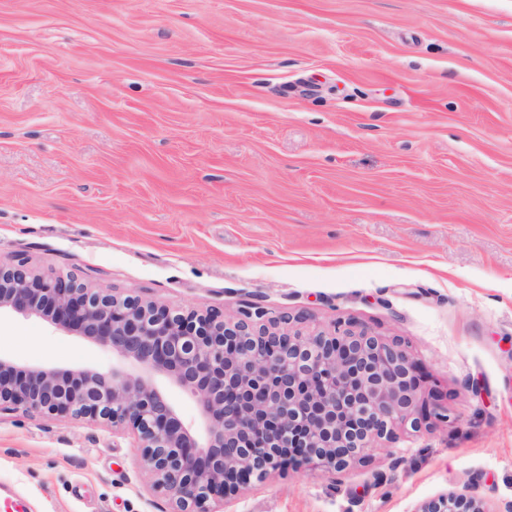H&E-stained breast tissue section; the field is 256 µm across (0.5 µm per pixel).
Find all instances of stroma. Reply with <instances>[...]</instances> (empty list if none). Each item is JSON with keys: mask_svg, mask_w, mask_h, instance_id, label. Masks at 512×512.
I'll return each instance as SVG.
<instances>
[{"mask_svg": "<svg viewBox=\"0 0 512 512\" xmlns=\"http://www.w3.org/2000/svg\"><path fill=\"white\" fill-rule=\"evenodd\" d=\"M0 262L398 338L448 418L223 512H512V0H0ZM0 355L112 366L0 315ZM168 512L130 437L0 411V497ZM415 512H490L482 498L454 491L422 502Z\"/></svg>", "mask_w": 512, "mask_h": 512, "instance_id": "stroma-1", "label": "stroma"}]
</instances>
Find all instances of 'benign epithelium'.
Returning a JSON list of instances; mask_svg holds the SVG:
<instances>
[{
  "mask_svg": "<svg viewBox=\"0 0 512 512\" xmlns=\"http://www.w3.org/2000/svg\"><path fill=\"white\" fill-rule=\"evenodd\" d=\"M2 312L81 336L115 364L61 369L0 357V406L131 432L170 512H212L210 501L292 463L341 471L399 430L447 417L445 408L419 405V366L400 340L352 322L303 334L290 331L302 317L286 312L184 314L21 264L0 265ZM166 383L195 399L198 421L184 419ZM415 512L491 510L450 491Z\"/></svg>",
  "mask_w": 512,
  "mask_h": 512,
  "instance_id": "benign-epithelium-1",
  "label": "benign epithelium"
}]
</instances>
